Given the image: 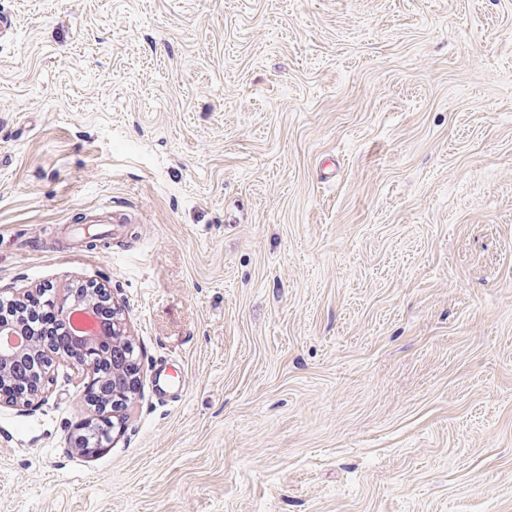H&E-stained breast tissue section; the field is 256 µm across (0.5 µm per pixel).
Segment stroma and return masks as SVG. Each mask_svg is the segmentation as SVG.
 Listing matches in <instances>:
<instances>
[{
    "label": "stroma",
    "mask_w": 512,
    "mask_h": 512,
    "mask_svg": "<svg viewBox=\"0 0 512 512\" xmlns=\"http://www.w3.org/2000/svg\"><path fill=\"white\" fill-rule=\"evenodd\" d=\"M0 289L141 355L0 404V512H512V0H0ZM49 303L54 306L58 317L65 323L69 336L75 345L83 346L86 358L72 359L81 365L91 367L92 376L88 384L93 381L103 382L107 377V353L101 350L109 337H112V352L122 350L128 352L120 363L112 364V377L116 380L119 377L128 379L131 383L135 381L139 372V355L136 353V343L128 334L119 307L115 304L111 293L105 288H71L64 291L63 296L50 298ZM109 300L112 303V313L108 309L97 313L100 322L106 323L112 319V329L106 326L102 331L89 334H78L72 327L71 321L76 312L82 309H89L96 314V309L103 302ZM113 314V318H112ZM104 334L105 336H100ZM112 335V336H110ZM111 377V387H112Z\"/></svg>",
    "instance_id": "stroma-1"
}]
</instances>
